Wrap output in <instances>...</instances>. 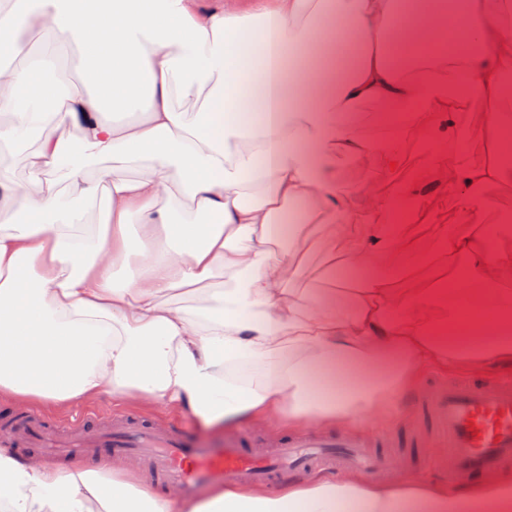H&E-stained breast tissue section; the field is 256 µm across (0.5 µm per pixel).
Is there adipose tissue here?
I'll list each match as a JSON object with an SVG mask.
<instances>
[{"mask_svg": "<svg viewBox=\"0 0 512 512\" xmlns=\"http://www.w3.org/2000/svg\"><path fill=\"white\" fill-rule=\"evenodd\" d=\"M500 0H465L468 34L451 58L413 64L442 37L428 0H0V150L42 124L52 89L32 63L33 35L75 43L80 81L54 137L28 151L26 181L0 171V401L65 409L102 393L192 413L202 423L378 428L422 370L512 368V254L458 224L449 259L472 271L463 298L488 318L469 339L444 335L441 298L391 288L387 267L422 250L385 224L399 199L436 191L494 193L512 167L455 150L457 102L440 84L454 63L484 101L471 125L500 129L502 76L512 70V23ZM360 50L336 72L337 26ZM417 109L413 134L448 147L402 194L367 183L343 189L336 160L361 169L402 162L397 145L368 146L360 104ZM140 118L114 125L112 112ZM139 162L130 170V162ZM65 170L67 188L49 180ZM104 199L79 227L71 196ZM306 202L294 246L280 249L277 217ZM324 264L301 280L299 244ZM359 288L321 287L337 268ZM204 291L192 307L176 290ZM355 390L332 394L327 370ZM8 512H512V477L468 489L403 477L311 471L277 490L216 487L201 503L142 487L128 472L61 468L0 445Z\"/></svg>", "mask_w": 512, "mask_h": 512, "instance_id": "obj_1", "label": "adipose tissue"}]
</instances>
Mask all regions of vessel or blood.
Wrapping results in <instances>:
<instances>
[{
  "instance_id": "vessel-or-blood-1",
  "label": "vessel or blood",
  "mask_w": 512,
  "mask_h": 512,
  "mask_svg": "<svg viewBox=\"0 0 512 512\" xmlns=\"http://www.w3.org/2000/svg\"><path fill=\"white\" fill-rule=\"evenodd\" d=\"M421 410L434 427L432 444H420L424 457L430 447L445 449L440 465L449 480L467 482L512 463V382L431 384ZM71 430L52 429L37 416L15 420L0 437L40 456H64L81 448L97 453L105 448L117 455L134 454L147 464L153 486H177L187 493L213 483L238 485L269 482L288 472L325 464H343L366 473L377 472L383 452L365 448L359 436L313 435L290 439L271 450L254 443L221 448H198L181 433L127 419L117 429L98 428L87 434L82 416H74Z\"/></svg>"
}]
</instances>
